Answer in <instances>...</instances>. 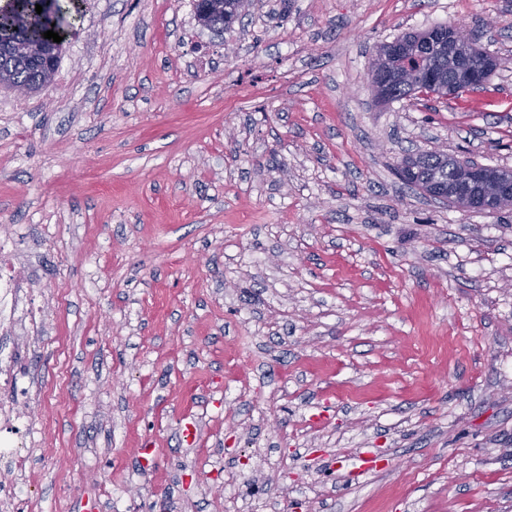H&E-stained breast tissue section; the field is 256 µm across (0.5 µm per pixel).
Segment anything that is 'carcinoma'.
Instances as JSON below:
<instances>
[{
    "label": "carcinoma",
    "instance_id": "obj_1",
    "mask_svg": "<svg viewBox=\"0 0 512 512\" xmlns=\"http://www.w3.org/2000/svg\"><path fill=\"white\" fill-rule=\"evenodd\" d=\"M243 4L244 0H194L195 17L201 26L208 29L228 28L239 19ZM48 30L56 32L58 28L50 25V19L42 13H36L33 8L20 18L0 22V85L31 92L52 81L57 61L46 57L39 48L19 53L10 44L11 40L22 37L39 47L47 46L51 40L44 38L43 33ZM447 35L448 25L441 24L429 30L400 36L410 48L409 52L401 56L377 52L372 68L385 66L407 76V79L393 83L380 100L385 103L401 101L409 92L421 91L431 73L446 84L459 85L461 92L470 89V86L459 82L457 72L448 67L444 46ZM403 164L413 172L414 185L426 191L431 181L455 182L461 169L471 165V162H461L436 150L409 156Z\"/></svg>",
    "mask_w": 512,
    "mask_h": 512
}]
</instances>
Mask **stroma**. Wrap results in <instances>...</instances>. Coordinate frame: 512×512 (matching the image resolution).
<instances>
[{
	"label": "stroma",
	"instance_id": "obj_1",
	"mask_svg": "<svg viewBox=\"0 0 512 512\" xmlns=\"http://www.w3.org/2000/svg\"><path fill=\"white\" fill-rule=\"evenodd\" d=\"M75 2L50 86L0 87V237L42 318L10 339L17 512H512V211L394 172L512 170V109L368 86L452 19L512 96V0H247L220 36L192 0ZM412 173V183L423 191H428L427 184L430 181L453 183L459 176L464 166L475 164L471 161L461 162L448 156L444 151H428L416 156H409L403 161ZM434 199L448 203L453 201L466 210H481L483 212H494L498 210L505 201L512 199V180L501 182L493 194L471 195V192L458 190L455 192L435 191ZM512 202H506L501 209L511 207ZM500 209V210H501Z\"/></svg>",
	"mask_w": 512,
	"mask_h": 512
}]
</instances>
